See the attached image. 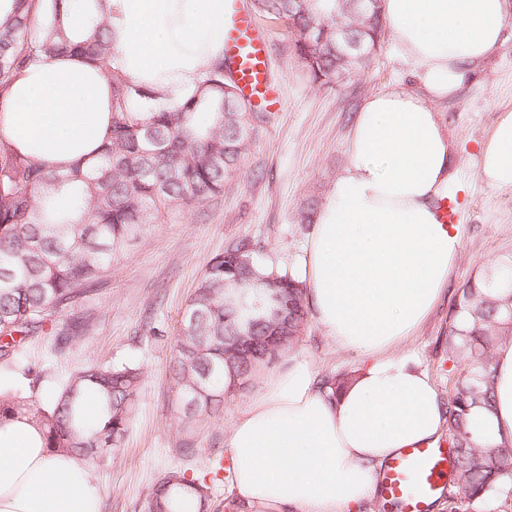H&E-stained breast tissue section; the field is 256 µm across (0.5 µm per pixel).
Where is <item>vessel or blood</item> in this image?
<instances>
[{
  "instance_id": "vessel-or-blood-1",
  "label": "vessel or blood",
  "mask_w": 512,
  "mask_h": 512,
  "mask_svg": "<svg viewBox=\"0 0 512 512\" xmlns=\"http://www.w3.org/2000/svg\"><path fill=\"white\" fill-rule=\"evenodd\" d=\"M224 53L231 58L241 92L271 107L279 102L270 84L265 41L250 14L231 9L225 22ZM451 448L436 444L404 449L377 476L379 500L385 512H427L443 494L452 468Z\"/></svg>"
}]
</instances>
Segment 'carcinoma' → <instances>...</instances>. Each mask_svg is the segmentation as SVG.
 I'll return each instance as SVG.
<instances>
[{"label": "carcinoma", "mask_w": 512, "mask_h": 512, "mask_svg": "<svg viewBox=\"0 0 512 512\" xmlns=\"http://www.w3.org/2000/svg\"><path fill=\"white\" fill-rule=\"evenodd\" d=\"M63 0H11L0 16V105L26 69L76 54L108 79L111 131L102 149L65 170L48 168L0 138V365L15 355V335L35 334L49 313L68 303L112 266L143 227L173 206L205 204L224 193L246 142L264 122L243 100L225 59L214 62L194 94L176 106L159 90L119 69L103 0H80L87 33L65 24ZM258 14L286 19L295 55L314 82L340 83L360 72L383 35L382 13L362 14L353 0H253ZM241 239L209 262L183 314L175 344L174 379L185 414L208 415L224 402V371L237 380L295 346L308 315L301 282L256 260ZM495 276L462 291L448 330V348L465 371L448 379V439L455 449L452 481L468 512L512 493V447H480L467 423L470 410L492 399L491 360L497 339L512 333V295L491 292ZM74 321L56 337L63 353L79 334ZM142 370L132 364H92L69 374L39 405L0 395V422L28 416L47 448H67L93 460L123 439ZM100 399L99 421L85 422L83 400ZM206 477L167 472L150 490L145 512H181L186 499L208 512Z\"/></svg>", "instance_id": "obj_1"}]
</instances>
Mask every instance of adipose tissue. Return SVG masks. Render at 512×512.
Returning <instances> with one entry per match:
<instances>
[{
  "label": "adipose tissue",
  "mask_w": 512,
  "mask_h": 512,
  "mask_svg": "<svg viewBox=\"0 0 512 512\" xmlns=\"http://www.w3.org/2000/svg\"><path fill=\"white\" fill-rule=\"evenodd\" d=\"M230 0H107L113 48L135 83L181 101L224 55ZM512 0H384L383 19L420 91L365 98L348 162L307 242L302 277L313 319L362 362L344 384H318L292 355L265 378L227 438L232 484L252 512H361L401 449L436 443L443 402L427 372L394 349L439 302L462 249L439 220L451 181L437 102L453 97L505 41ZM111 91L77 56L26 70L0 110V138L61 167L99 151ZM478 174L512 188V113L479 149ZM469 425L483 446H512V336L497 345L490 407ZM0 512H101L89 458L46 447L32 423L0 424Z\"/></svg>",
  "instance_id": "adipose-tissue-1"
}]
</instances>
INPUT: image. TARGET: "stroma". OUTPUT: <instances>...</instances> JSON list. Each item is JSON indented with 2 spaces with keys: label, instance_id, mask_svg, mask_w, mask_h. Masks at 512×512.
<instances>
[{
  "label": "stroma",
  "instance_id": "stroma-1",
  "mask_svg": "<svg viewBox=\"0 0 512 512\" xmlns=\"http://www.w3.org/2000/svg\"><path fill=\"white\" fill-rule=\"evenodd\" d=\"M268 47V76L282 87L281 107L269 110L218 199L200 207L175 208L147 225L105 272L82 293L47 317L39 333L22 340L10 365L19 390L42 400L73 370L90 364L131 363L143 380L127 432L93 470L101 512H145L150 488L171 468L197 475L211 470V512H242L231 488L225 441L258 375L225 396L218 411L187 424L172 378L181 317L209 261L240 239L259 248L258 259L298 274L311 224L300 223L303 208L320 209L346 161L350 128L372 93L402 88L419 91L410 66L384 40L364 71L340 84L313 83L291 50L288 23L255 16ZM499 53L456 95L437 105L452 148L455 185L451 199L461 215L463 248L450 283L425 323L398 347L430 375L440 397L449 374L464 365L448 348V323L463 288L495 273L512 254V189L488 187L478 175V152L502 113L512 110V20ZM83 333L65 353L52 354L54 339L72 320ZM317 376L341 377L361 358L339 348L315 321H307L296 344ZM45 364L40 383L27 373Z\"/></svg>",
  "mask_w": 512,
  "mask_h": 512
}]
</instances>
